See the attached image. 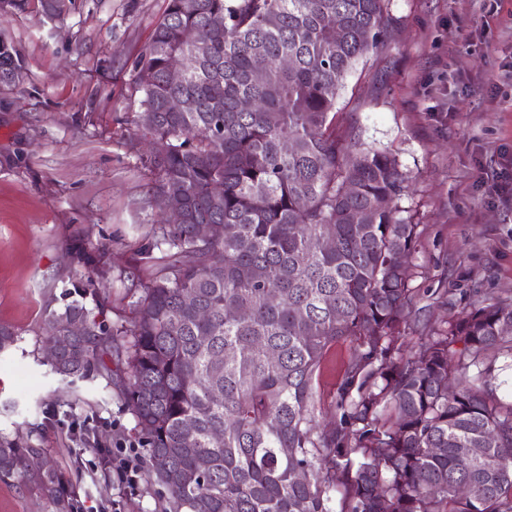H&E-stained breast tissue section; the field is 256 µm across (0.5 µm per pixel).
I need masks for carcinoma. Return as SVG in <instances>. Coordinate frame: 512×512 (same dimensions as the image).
I'll list each match as a JSON object with an SVG mask.
<instances>
[{
    "label": "carcinoma",
    "instance_id": "obj_1",
    "mask_svg": "<svg viewBox=\"0 0 512 512\" xmlns=\"http://www.w3.org/2000/svg\"><path fill=\"white\" fill-rule=\"evenodd\" d=\"M384 5L168 0L135 60L147 204L183 220L154 225L140 247L158 268L137 285L130 324L108 323L98 300L87 308L90 276L44 325L64 337L48 359L63 380L125 364L162 512H334L339 484V512H512V403L487 389L492 359L512 357V302L478 299L399 355L412 297L398 255L417 242L399 216L404 177L336 131L342 81L376 47ZM172 54L195 60L179 83ZM174 97L191 107L171 111ZM202 224L222 231L204 239ZM73 318L87 335H68ZM347 340L357 352L325 429L315 386ZM44 457L29 437L0 436V481L76 512Z\"/></svg>",
    "mask_w": 512,
    "mask_h": 512
}]
</instances>
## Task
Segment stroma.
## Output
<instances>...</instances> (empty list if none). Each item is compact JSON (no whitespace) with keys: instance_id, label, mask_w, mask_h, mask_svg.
Returning <instances> with one entry per match:
<instances>
[{"instance_id":"35a3bbf8","label":"stroma","mask_w":512,"mask_h":512,"mask_svg":"<svg viewBox=\"0 0 512 512\" xmlns=\"http://www.w3.org/2000/svg\"><path fill=\"white\" fill-rule=\"evenodd\" d=\"M168 0H72L60 17L40 0L0 16V41L20 65L0 83V324L17 334L0 352V434H32L69 478L78 512H160L156 487L118 497L103 474L112 451L139 447L113 372L77 382L71 405L40 362L47 309L71 302L84 266L69 243L104 251L107 318L127 323L134 298L120 279L136 265L158 215L135 118L134 61ZM389 25L346 77L336 127L351 151L394 157L398 202L417 226L408 259L418 321H452L476 295L512 301V203L498 196L512 153V0H385ZM355 343L326 355L316 389L333 414ZM105 439L99 450L84 434Z\"/></svg>"}]
</instances>
